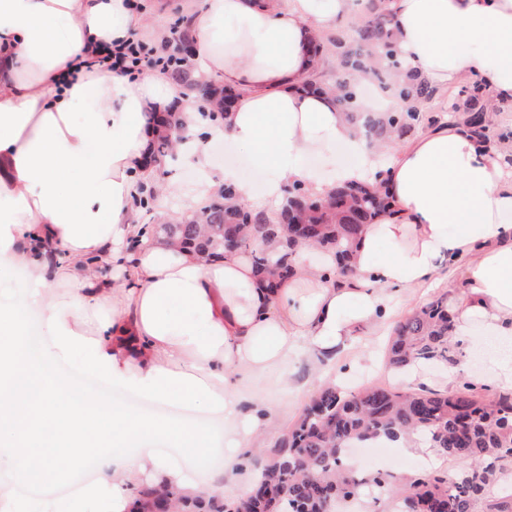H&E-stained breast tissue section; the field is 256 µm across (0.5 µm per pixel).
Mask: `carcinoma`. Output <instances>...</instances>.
Returning <instances> with one entry per match:
<instances>
[{"label": "carcinoma", "instance_id": "cac0c4a2", "mask_svg": "<svg viewBox=\"0 0 512 512\" xmlns=\"http://www.w3.org/2000/svg\"><path fill=\"white\" fill-rule=\"evenodd\" d=\"M194 37L190 18L178 19L163 45L159 72L183 94L192 93L212 111L232 108L240 92L200 69L180 48ZM313 65L297 89L331 92L336 105L357 119L359 89L354 75L367 73L383 89L409 102L403 112H374L363 122L365 134L393 142L420 123L426 112H444L452 119L463 114L472 132L486 136L490 120L478 107L475 86L437 104L438 91L418 74L402 68L395 45L388 0H366L353 30L316 36ZM336 59L334 80L322 81L320 66ZM156 132L148 157L161 162L170 153L167 133L181 126L177 106L147 112ZM300 187L288 190L274 214L253 210L235 199L230 185L220 188L202 214L175 223L157 224L159 232L205 259L251 250L258 271L270 282L293 276V255L312 246L336 257V275L353 274L352 246L366 225L390 206L379 185H338L318 206ZM274 243L273 251L255 250L256 242ZM452 315L448 300L437 298L398 321L390 337L388 364L397 372L412 366L457 363L452 345ZM417 436L454 467L394 476L376 471L362 477L345 464L343 449L367 441L397 442ZM512 392L490 396L483 386L465 382L446 391H398L384 385L347 390L334 383L322 387L297 422L269 449L255 473L250 492L235 502L218 497L190 498L176 488L145 486L135 504L143 512L174 506L179 512H336L363 493L374 499L378 512H512Z\"/></svg>", "mask_w": 512, "mask_h": 512}]
</instances>
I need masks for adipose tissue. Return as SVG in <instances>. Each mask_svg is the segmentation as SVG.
<instances>
[{"label": "adipose tissue", "mask_w": 512, "mask_h": 512, "mask_svg": "<svg viewBox=\"0 0 512 512\" xmlns=\"http://www.w3.org/2000/svg\"><path fill=\"white\" fill-rule=\"evenodd\" d=\"M353 3L197 0L196 57L241 92L214 125L194 98L175 97L163 74L97 64L96 47L145 26L127 0H0V268L24 270L33 290L0 301V458L15 487L55 482L91 457L109 512H128L145 483L242 495L252 482L248 455L272 421L255 383L301 350L316 370L336 369L362 331L384 329L394 297L432 285L447 266L463 268L451 305L460 351L478 328L512 344V151L461 119L419 130L396 149L378 146L330 94L295 88L309 69L311 38L348 18ZM389 8L404 68L437 89L468 81L489 91L491 105L512 104V0H389ZM87 103L91 112L74 119ZM174 103L184 118L180 158L206 175L190 214L221 183L265 211L289 184L322 196L335 183L382 182L391 207L354 244L353 275L336 277L331 256L315 261L303 247L298 274L270 289L249 255L208 261L137 224L140 183L156 187L161 214L185 193L179 181L141 168L154 137L144 111ZM204 132L244 149L260 184L228 170L209 175ZM327 142L344 143L357 160L322 180L303 158ZM75 175L73 200L63 188ZM105 262L120 278L100 276ZM29 307L46 347L37 358ZM75 354L105 384L222 419L223 434L96 395L72 399L53 367ZM157 437L202 460L228 447L235 454L208 483H195L147 448Z\"/></svg>", "instance_id": "1"}]
</instances>
